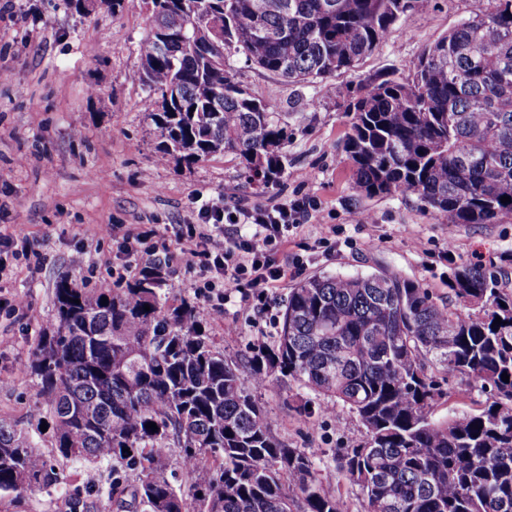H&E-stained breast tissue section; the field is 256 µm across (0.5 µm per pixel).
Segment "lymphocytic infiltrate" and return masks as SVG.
Listing matches in <instances>:
<instances>
[{
    "instance_id": "1",
    "label": "lymphocytic infiltrate",
    "mask_w": 512,
    "mask_h": 512,
    "mask_svg": "<svg viewBox=\"0 0 512 512\" xmlns=\"http://www.w3.org/2000/svg\"><path fill=\"white\" fill-rule=\"evenodd\" d=\"M305 213V208L284 205L239 209L232 213L225 210L223 202L207 199L197 207L205 229L181 236L180 253L186 259L203 262L225 287L245 286L249 298L261 305L271 288L287 275L273 254L287 239L289 231L301 223ZM231 220L250 225V235L225 233L224 224Z\"/></svg>"
}]
</instances>
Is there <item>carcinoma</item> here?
Wrapping results in <instances>:
<instances>
[{"instance_id": "1", "label": "carcinoma", "mask_w": 512, "mask_h": 512, "mask_svg": "<svg viewBox=\"0 0 512 512\" xmlns=\"http://www.w3.org/2000/svg\"><path fill=\"white\" fill-rule=\"evenodd\" d=\"M477 8L426 47L410 80L346 86L344 151L369 198L415 195L451 224L512 216V0ZM149 35L134 73L160 152L216 153L263 182L279 173V113L213 66L208 17L256 67L324 83L371 54L432 0H143ZM161 265L124 288H55L57 330L29 368L58 457L112 480L97 502L127 512H342L311 457L273 434L254 391L284 378L364 428L336 472L365 512H512V289L503 267L448 275V303L388 269L315 275L291 289L275 344L243 366L224 357L194 303H171ZM80 303H74V300ZM107 304H102V301ZM150 310H144V306ZM501 323L494 324L495 318ZM509 375V382L502 374ZM465 384L473 408L439 409ZM156 423L158 430L146 428ZM189 485L166 472L172 449ZM51 459L0 421V496L52 494Z\"/></svg>"}]
</instances>
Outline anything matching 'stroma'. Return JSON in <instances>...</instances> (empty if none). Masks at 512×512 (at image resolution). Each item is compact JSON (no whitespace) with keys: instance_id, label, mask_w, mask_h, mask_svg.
<instances>
[{"instance_id":"stroma-1","label":"stroma","mask_w":512,"mask_h":512,"mask_svg":"<svg viewBox=\"0 0 512 512\" xmlns=\"http://www.w3.org/2000/svg\"><path fill=\"white\" fill-rule=\"evenodd\" d=\"M474 0H436L412 11L396 31L336 84H358L392 72L408 77L423 49L459 24ZM149 24L141 0L110 12L74 9L71 0H0V420L24 431L44 454L37 380L28 368L38 336L56 326L55 286L85 290L124 287L155 259L168 262L169 299L197 306L223 303L224 319L208 325L226 358L238 360L273 344L291 288L323 273L354 275L382 267L448 301L449 262L500 265L512 256V216L495 224H445L414 196L368 198L353 181L342 149L350 117L342 101L316 83H289L224 53L239 81L267 102L288 126L283 169L259 190L233 156L214 154L188 164L162 156L133 79L137 45ZM95 54H88V46ZM226 205L263 206L298 198L314 201L312 215L292 229L275 258L288 271L265 306L238 288H206L209 272L182 258L179 239L197 226V198ZM368 213L372 223L359 221ZM145 238L135 256L124 239ZM24 307H12L15 297ZM274 435L310 452L323 485L350 512H363L357 486L336 475L339 449L359 444L364 429L339 406L316 409L310 391L275 381L257 394Z\"/></svg>"}]
</instances>
